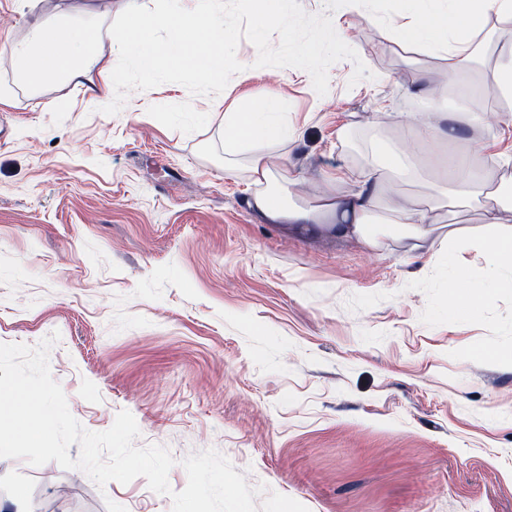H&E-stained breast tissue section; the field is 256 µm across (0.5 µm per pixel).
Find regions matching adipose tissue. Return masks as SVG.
Instances as JSON below:
<instances>
[{"instance_id": "obj_1", "label": "adipose tissue", "mask_w": 512, "mask_h": 512, "mask_svg": "<svg viewBox=\"0 0 512 512\" xmlns=\"http://www.w3.org/2000/svg\"><path fill=\"white\" fill-rule=\"evenodd\" d=\"M400 2L404 21L391 30L394 44L440 55L456 64L472 59L488 32L490 19L512 23V0ZM11 62L18 85L36 89L65 80L96 94L100 88L92 83L91 74L107 59L102 40L72 35L61 25L38 19L30 25L26 39L12 46ZM417 93L429 104L417 113L409 136L421 140L438 133L452 136L456 115L439 106L447 97V87L421 84ZM288 109L287 95L273 90L259 102L224 115V152L246 156L245 171L255 187L246 204L258 222L278 224L297 233L354 240L375 249L381 244L382 231L374 216L381 208L386 212L385 222L396 227L395 240L403 255L416 257L435 246L445 247L453 313L473 316L491 296L493 287L512 288V224L504 218L502 195L491 190L492 185L503 181L497 168L479 170L471 158H463L456 169L455 191L432 185L433 205L418 208L387 192L389 176L405 168L404 155L377 146L357 187L324 195L314 205H291L285 196L296 178L277 172L270 158L271 149L288 147L299 139L297 131L288 126ZM451 193L460 198L483 195L477 228L443 223L436 203ZM471 250L484 258L485 284L471 281L462 261L464 253Z\"/></svg>"}]
</instances>
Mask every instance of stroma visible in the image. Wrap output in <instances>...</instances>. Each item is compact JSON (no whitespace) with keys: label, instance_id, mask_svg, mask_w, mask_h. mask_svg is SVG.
<instances>
[{"label":"stroma","instance_id":"obj_1","mask_svg":"<svg viewBox=\"0 0 512 512\" xmlns=\"http://www.w3.org/2000/svg\"><path fill=\"white\" fill-rule=\"evenodd\" d=\"M127 0H60L65 30L104 33ZM38 0H0V343L48 336L53 379L73 417L108 430L135 418L139 447L175 460L216 450L250 487L266 485L308 512H512V291L473 317L448 314L442 253L403 258L380 249L257 223L244 175L224 173V114L270 90L287 94L300 133L290 199L314 204L359 177L362 148H402L421 111V76L456 101L462 71L394 45L374 19L344 15L336 32L354 62L328 70L318 95L304 70L245 69L215 96L176 83L130 91L121 110L110 71L90 96L64 82L15 86L10 48ZM194 112L180 113L183 103ZM384 110L382 122L373 112ZM483 141L499 163L512 139L458 127L429 157ZM27 490L28 512H171L146 478L97 486L56 462L0 458V500Z\"/></svg>","mask_w":512,"mask_h":512}]
</instances>
